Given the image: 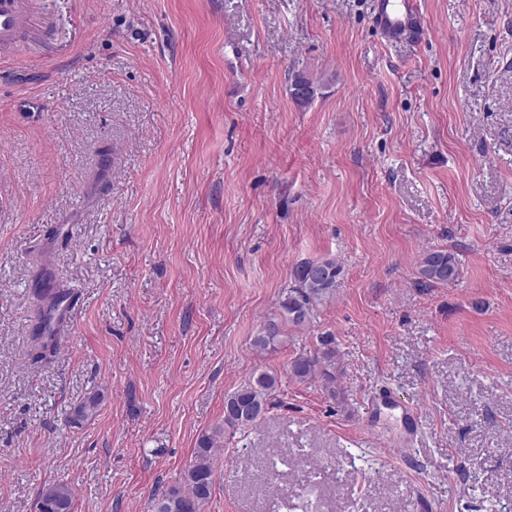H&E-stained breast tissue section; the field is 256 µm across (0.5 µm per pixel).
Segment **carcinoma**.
Returning a JSON list of instances; mask_svg holds the SVG:
<instances>
[{
  "label": "carcinoma",
  "instance_id": "1",
  "mask_svg": "<svg viewBox=\"0 0 512 512\" xmlns=\"http://www.w3.org/2000/svg\"><path fill=\"white\" fill-rule=\"evenodd\" d=\"M343 272L341 264L333 258L305 263L296 268L294 283L282 292L279 302L280 318L294 327L311 322L316 310L333 300L337 282ZM418 273L421 280L430 284H452L459 280L461 268L456 255L446 249L432 248L421 255ZM278 323L271 321L252 339V345L265 351L280 337ZM335 349L330 342L323 343V349L297 354L288 363V375L299 382L318 381L333 399L338 397L334 373ZM276 376L261 372L252 379L228 393L224 406H238L244 409L269 406V397L276 390ZM101 396L94 394L83 401L66 417V421L78 426L96 413ZM223 431L205 434L194 448L193 463L184 472L181 484L163 492L152 505V512H204L211 499L214 486V456L217 438ZM73 493L65 484H52L42 489L39 495L38 512H72Z\"/></svg>",
  "mask_w": 512,
  "mask_h": 512
}]
</instances>
